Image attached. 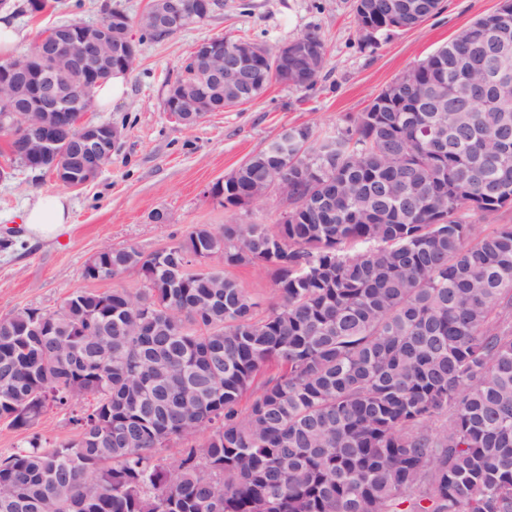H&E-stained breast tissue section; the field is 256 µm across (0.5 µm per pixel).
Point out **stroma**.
<instances>
[{"mask_svg":"<svg viewBox=\"0 0 512 512\" xmlns=\"http://www.w3.org/2000/svg\"><path fill=\"white\" fill-rule=\"evenodd\" d=\"M106 4L134 16L148 0H84L77 12L48 7L34 14L26 0H16L14 17L31 42L64 21L102 20ZM500 4L443 0L440 14L418 28L397 32L372 53L356 48L353 0H224L223 9L208 22L141 42L122 98L86 115L87 120L124 130L120 149L94 181L66 189L51 174L14 167L7 138L0 135V167L14 169L11 179L0 182V317L24 307L54 311L68 293L85 287L83 264L101 248L135 244L155 251L194 224H276L285 208L283 199L272 196L245 210L227 209L207 196L206 187L288 127L308 126L319 136L335 134L405 70ZM312 27L320 30L328 58L314 90L275 83L254 101L207 113L191 127L164 112L167 84L198 43L222 36L275 47ZM59 192L70 202L68 228L53 239L28 237L21 219L26 204L39 194ZM156 210L168 213V223L151 222Z\"/></svg>","mask_w":512,"mask_h":512,"instance_id":"stroma-1","label":"stroma"}]
</instances>
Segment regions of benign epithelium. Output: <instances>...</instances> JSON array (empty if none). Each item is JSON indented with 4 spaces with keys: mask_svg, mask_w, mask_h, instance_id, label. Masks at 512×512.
<instances>
[{
    "mask_svg": "<svg viewBox=\"0 0 512 512\" xmlns=\"http://www.w3.org/2000/svg\"><path fill=\"white\" fill-rule=\"evenodd\" d=\"M217 11L214 0H152L148 9L134 19L115 12L105 22L87 24L78 32L62 27L50 38L37 39L30 52L0 74V103L5 104L4 111L12 113L29 145V164L47 170L57 183L71 188L82 186L74 179L78 168L85 183H90L98 175L102 161L116 149L124 131L112 124L81 121L72 125V109L91 112L94 98L89 93L74 97L71 89L110 69L112 58L120 59L121 47L132 43V25L141 21L152 30L171 34L182 20L205 21ZM261 55L262 49L245 42L226 49L224 40L219 38L199 43L189 63L203 83L211 89L224 88V100L236 104L253 97L252 65ZM275 58L283 74L301 83L308 82L325 65V60L295 40L279 45ZM32 73L50 78L33 95L20 86L21 80ZM165 105L196 119L212 111L215 102L209 94L174 83L168 89ZM273 194L288 196V177L275 178L253 202Z\"/></svg>",
    "mask_w": 512,
    "mask_h": 512,
    "instance_id": "7a95c632",
    "label": "benign epithelium"
}]
</instances>
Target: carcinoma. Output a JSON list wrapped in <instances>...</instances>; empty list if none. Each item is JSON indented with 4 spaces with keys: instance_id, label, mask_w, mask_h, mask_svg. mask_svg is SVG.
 I'll return each instance as SVG.
<instances>
[{
    "instance_id": "carcinoma-1",
    "label": "carcinoma",
    "mask_w": 512,
    "mask_h": 512,
    "mask_svg": "<svg viewBox=\"0 0 512 512\" xmlns=\"http://www.w3.org/2000/svg\"><path fill=\"white\" fill-rule=\"evenodd\" d=\"M399 2L428 5L411 28L441 9ZM498 14L397 78L391 111L292 127L218 187L244 209L288 167L287 223L104 247L82 277L136 270L139 293L0 317V420L67 410L76 431L0 455V512H512V224L469 222L512 207V65L482 103L453 86L497 63ZM297 41L325 53L316 28ZM265 53L262 91L282 83ZM0 132L26 167L1 110ZM248 265L273 276L262 316L224 274Z\"/></svg>"
}]
</instances>
